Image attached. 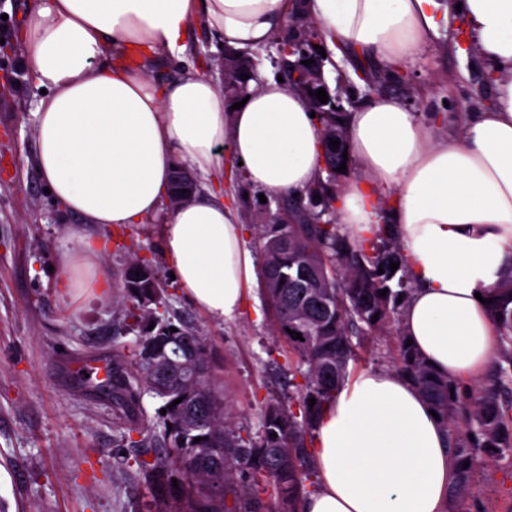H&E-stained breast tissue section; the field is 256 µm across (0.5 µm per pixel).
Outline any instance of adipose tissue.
<instances>
[{
  "label": "adipose tissue",
  "mask_w": 512,
  "mask_h": 512,
  "mask_svg": "<svg viewBox=\"0 0 512 512\" xmlns=\"http://www.w3.org/2000/svg\"><path fill=\"white\" fill-rule=\"evenodd\" d=\"M310 17L341 61L345 50L397 70L463 17L489 66L496 104L437 136L382 96L351 112L347 149L357 177L333 189L338 230L369 244L392 235L414 285L404 336L456 385L480 380L498 347L479 294L512 271V0H33L20 39L23 69L45 89L35 112L36 167L55 200L85 223L123 227L166 214L162 248L187 298L213 322L242 309L254 257L236 208L222 198L229 144L249 184L302 194L321 164L320 123L308 101L269 77L229 109L207 76L151 77L160 52L180 57L203 18L220 43L254 50L289 15ZM186 163L212 185L168 207ZM102 241L78 237L58 276L65 293L112 283L96 274ZM310 451L318 486L303 512H446L460 461L448 431L404 376L364 370L317 418Z\"/></svg>",
  "instance_id": "ef3b65f1"
}]
</instances>
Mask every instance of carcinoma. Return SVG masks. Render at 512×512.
<instances>
[{"label": "carcinoma", "instance_id": "carcinoma-1", "mask_svg": "<svg viewBox=\"0 0 512 512\" xmlns=\"http://www.w3.org/2000/svg\"><path fill=\"white\" fill-rule=\"evenodd\" d=\"M334 180L330 174L320 177L307 190L320 211L303 214L290 206L288 223L265 225L259 233L263 298L273 313L274 335L288 346V367L295 368L303 383L286 402L267 400L255 438L243 437L235 426L193 328L151 309L162 304L165 292L156 266L137 259L123 272L122 288L132 302L127 317L153 329L138 336L130 367L113 360L112 396L130 409L145 393L162 402L166 414L157 415L162 430L153 436L162 456L140 459L138 468L153 485L163 487L175 479L179 486H188L186 512H224L221 491L233 485L243 499L239 512H266L255 494L262 481L275 489L279 512H297L312 475L308 442L318 414L345 381L354 357L353 337L383 330L402 307L398 298L407 295L408 275L397 278L391 273L390 262H398L394 238L383 236L365 247L346 240L337 225L322 221L330 210L328 189ZM319 267L324 275L318 281ZM380 268L384 273H378ZM384 289L383 297L379 291ZM486 298L501 347L492 383L453 386L405 338L395 361L396 371L426 396L443 424L457 425L450 447L469 463L451 492L452 501L459 503L468 497L475 470L506 450L512 452V275L489 289ZM291 330L302 339L292 337ZM178 398L182 402L173 404ZM196 437L202 441H194Z\"/></svg>", "mask_w": 512, "mask_h": 512}]
</instances>
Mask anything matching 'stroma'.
<instances>
[{"instance_id": "1", "label": "stroma", "mask_w": 512, "mask_h": 512, "mask_svg": "<svg viewBox=\"0 0 512 512\" xmlns=\"http://www.w3.org/2000/svg\"><path fill=\"white\" fill-rule=\"evenodd\" d=\"M30 0H0V465L9 480L0 484L6 512H156L159 493L138 472L137 458L153 459V447L131 448L122 460L110 452L128 430L151 435L159 399L144 396L137 410L115 402L104 388L68 376L70 361L111 362L114 352L131 353L137 330L123 328L121 275L132 257L148 259L166 287V315L192 323L211 352L213 370L233 403L245 436H257L269 398L294 392L288 347L271 332L260 286H253L241 312L224 324L211 321L171 280L161 248V222L122 228L83 223L63 213L35 168L34 112L39 89L25 80L18 51ZM462 20L452 33L423 46L402 71L381 86H357L354 73L377 66L349 56L324 68L344 111L379 96L399 101L439 135L458 134L462 116L490 108L494 88L474 50L468 49ZM182 60L159 55L155 80L177 65L220 79L224 53L202 24H189ZM225 199L235 201L248 247L259 253L256 228L274 224L275 198L260 202L237 160L223 151ZM83 230L108 242L101 267L112 280L103 299L93 289L82 296L57 286L56 266L75 248L70 232ZM401 323L359 340L349 375L365 369L393 370ZM471 512H512V460L477 469L466 502Z\"/></svg>"}]
</instances>
